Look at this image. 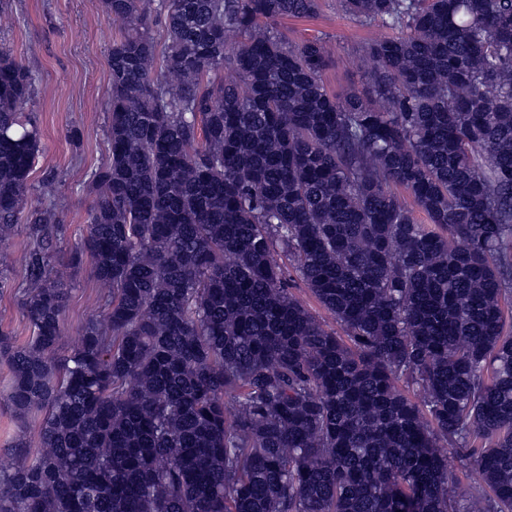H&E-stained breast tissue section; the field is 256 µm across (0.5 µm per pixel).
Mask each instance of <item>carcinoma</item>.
Wrapping results in <instances>:
<instances>
[{
    "label": "carcinoma",
    "mask_w": 512,
    "mask_h": 512,
    "mask_svg": "<svg viewBox=\"0 0 512 512\" xmlns=\"http://www.w3.org/2000/svg\"><path fill=\"white\" fill-rule=\"evenodd\" d=\"M339 7L395 34L336 95L326 43L275 27L319 0H101L109 158L65 262L36 78L0 48V242L28 225L35 332L0 360L42 414L0 512H512V0ZM85 255L101 304L58 358ZM291 284L290 291L302 301V303L314 316H316V318L323 322L328 328L335 330L337 335L345 336L340 325L336 323L334 316L319 304L310 291L305 288L300 281H296V283L291 282Z\"/></svg>",
    "instance_id": "obj_1"
}]
</instances>
